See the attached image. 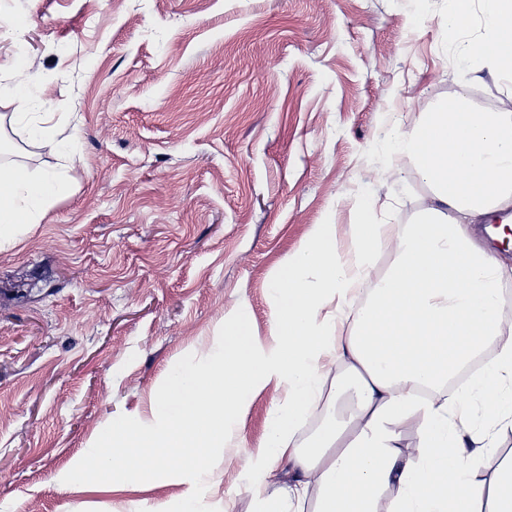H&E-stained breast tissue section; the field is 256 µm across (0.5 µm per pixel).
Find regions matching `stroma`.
<instances>
[{
    "instance_id": "stroma-1",
    "label": "stroma",
    "mask_w": 512,
    "mask_h": 512,
    "mask_svg": "<svg viewBox=\"0 0 512 512\" xmlns=\"http://www.w3.org/2000/svg\"><path fill=\"white\" fill-rule=\"evenodd\" d=\"M448 0H0V60H33L38 113L72 159L0 132L29 172L83 170L40 223L0 243V512H153L180 484L64 483L115 417L149 416L170 370L205 360L246 309L274 327L270 284L314 225L340 244L362 206L412 224L435 187L389 142L464 95L512 113V76L459 63L486 37L481 0L456 36ZM286 399L267 385L243 447L216 461L209 512H255L247 450ZM491 512L512 431L482 404L472 436Z\"/></svg>"
}]
</instances>
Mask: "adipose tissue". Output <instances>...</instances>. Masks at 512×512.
I'll use <instances>...</instances> for the list:
<instances>
[{"instance_id":"ef3b65f1","label":"adipose tissue","mask_w":512,"mask_h":512,"mask_svg":"<svg viewBox=\"0 0 512 512\" xmlns=\"http://www.w3.org/2000/svg\"><path fill=\"white\" fill-rule=\"evenodd\" d=\"M488 33L460 53L512 73V0H483ZM434 183V202L419 221L375 223L364 212L343 251L333 224H317L278 269L271 284L274 334L258 342L246 311L235 314L206 361L187 358L169 372L150 417L121 416L68 476L143 485L173 479L183 486L166 512H204L212 466L241 440V419L255 390L287 393L246 468L257 512H288L290 500L315 495L317 512H378L383 488L398 495L389 512H477L479 490L457 423L470 394L446 384L486 349L495 356L473 383L500 424L512 425V336L502 324L501 286L512 265L480 245L470 229L491 209L512 205V114L472 111L463 99L430 113L390 144ZM55 177L0 165V240L38 223L58 195ZM395 260L368 288L373 259ZM354 306L347 335L337 332L332 302ZM345 374L334 383L340 417L307 449L292 447L299 423L320 394L323 359ZM418 436L405 450L407 432ZM290 459L288 498L265 497L268 478Z\"/></svg>"}]
</instances>
